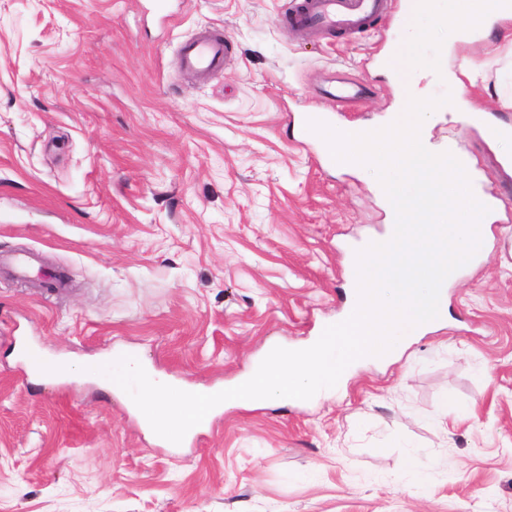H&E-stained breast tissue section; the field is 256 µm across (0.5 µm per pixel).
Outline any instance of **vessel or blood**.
<instances>
[{
    "instance_id": "vessel-or-blood-1",
    "label": "vessel or blood",
    "mask_w": 512,
    "mask_h": 512,
    "mask_svg": "<svg viewBox=\"0 0 512 512\" xmlns=\"http://www.w3.org/2000/svg\"><path fill=\"white\" fill-rule=\"evenodd\" d=\"M392 12L391 0H298L289 15L291 27L318 35L326 31L360 33L376 21L387 19ZM228 45L215 32L207 31L185 41L181 46L183 64L201 78L223 70ZM324 98L334 105H356L362 90L353 82L331 86Z\"/></svg>"
}]
</instances>
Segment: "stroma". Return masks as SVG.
I'll list each match as a JSON object with an SVG mask.
<instances>
[{
  "label": "stroma",
  "instance_id": "stroma-1",
  "mask_svg": "<svg viewBox=\"0 0 512 512\" xmlns=\"http://www.w3.org/2000/svg\"><path fill=\"white\" fill-rule=\"evenodd\" d=\"M296 2L0 0V512H512V142L452 119L465 99L512 127V40L455 44L460 87L421 76L443 38L422 19L399 84L378 69L398 25L312 37ZM203 28L230 44L205 84L178 63ZM342 76L366 96L337 124L449 97L429 141L498 204L448 324L329 398L226 409L178 445L124 392L34 379L29 353H110L213 387L336 322L350 248L388 225L373 176L294 124Z\"/></svg>",
  "mask_w": 512,
  "mask_h": 512
}]
</instances>
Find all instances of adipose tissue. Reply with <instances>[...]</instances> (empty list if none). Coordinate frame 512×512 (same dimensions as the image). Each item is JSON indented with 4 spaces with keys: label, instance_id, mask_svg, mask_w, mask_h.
<instances>
[{
    "label": "adipose tissue",
    "instance_id": "ef3b65f1",
    "mask_svg": "<svg viewBox=\"0 0 512 512\" xmlns=\"http://www.w3.org/2000/svg\"><path fill=\"white\" fill-rule=\"evenodd\" d=\"M405 27L401 41L388 56L384 68L391 75L403 72L405 62L411 59L424 40L418 27L421 17L436 14L437 27L446 31V37L437 47V78L457 81L456 72L448 68V51L457 42L477 39L496 22L512 21V0H403Z\"/></svg>",
    "mask_w": 512,
    "mask_h": 512
}]
</instances>
